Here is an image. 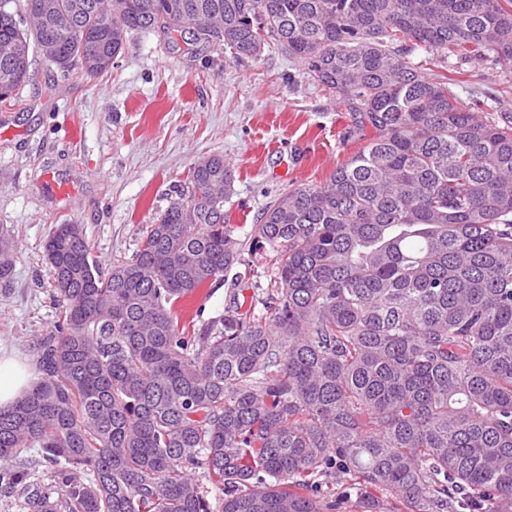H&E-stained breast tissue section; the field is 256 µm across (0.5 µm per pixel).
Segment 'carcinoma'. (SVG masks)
Segmentation results:
<instances>
[{
  "instance_id": "1",
  "label": "carcinoma",
  "mask_w": 512,
  "mask_h": 512,
  "mask_svg": "<svg viewBox=\"0 0 512 512\" xmlns=\"http://www.w3.org/2000/svg\"><path fill=\"white\" fill-rule=\"evenodd\" d=\"M7 2L0 106L34 51L92 77L133 32L221 28L237 58L287 52L375 138L266 207L250 241L272 288L190 334L173 306L241 261L223 157L106 274L82 225H55V320L38 382L0 409V488L25 512H335L353 493L361 512H512V115L475 111L451 68L512 67V0ZM15 251L1 224L0 288Z\"/></svg>"
}]
</instances>
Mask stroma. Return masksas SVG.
Returning <instances> with one entry per match:
<instances>
[{
	"instance_id": "stroma-1",
	"label": "stroma",
	"mask_w": 512,
	"mask_h": 512,
	"mask_svg": "<svg viewBox=\"0 0 512 512\" xmlns=\"http://www.w3.org/2000/svg\"><path fill=\"white\" fill-rule=\"evenodd\" d=\"M463 99L512 113V68L460 61ZM21 103L0 107V225L18 242L11 287L0 288V349L35 359L55 307L41 245L54 225H82L101 271L129 256L198 159L223 156L234 194L224 210L240 240L288 188L327 181L373 130L309 83L278 50L238 60L185 32L133 33L108 73L62 76L34 57ZM69 183L56 198L48 184ZM236 273L183 298L181 323L222 314L270 288L266 253L243 250Z\"/></svg>"
}]
</instances>
